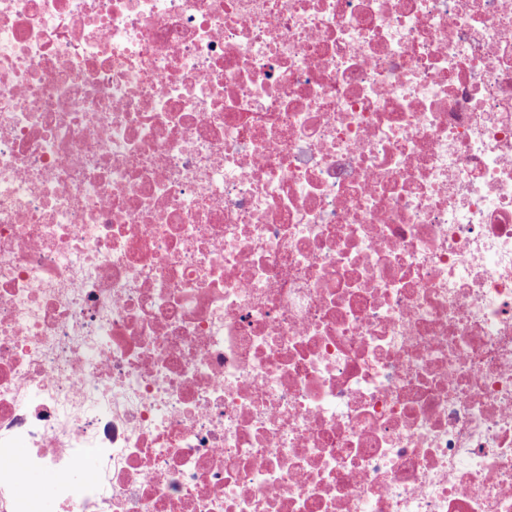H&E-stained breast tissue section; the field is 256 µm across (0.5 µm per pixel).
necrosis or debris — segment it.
Masks as SVG:
<instances>
[{
    "mask_svg": "<svg viewBox=\"0 0 512 512\" xmlns=\"http://www.w3.org/2000/svg\"><path fill=\"white\" fill-rule=\"evenodd\" d=\"M0 512H512V0H0Z\"/></svg>",
    "mask_w": 512,
    "mask_h": 512,
    "instance_id": "4bbe7bcc",
    "label": "necrosis or debris"
}]
</instances>
